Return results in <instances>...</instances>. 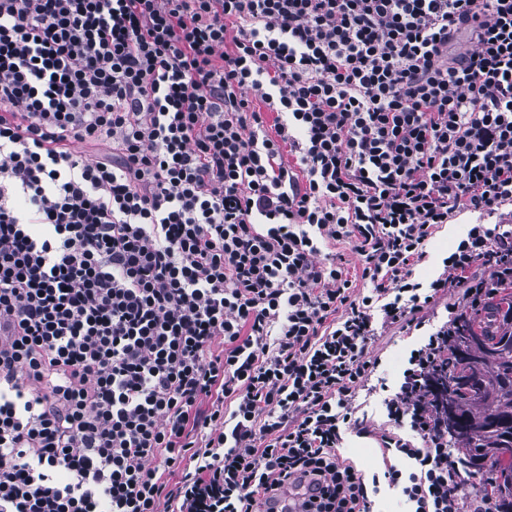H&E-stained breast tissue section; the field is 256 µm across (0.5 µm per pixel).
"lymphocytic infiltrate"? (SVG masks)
Wrapping results in <instances>:
<instances>
[{
    "label": "lymphocytic infiltrate",
    "instance_id": "1",
    "mask_svg": "<svg viewBox=\"0 0 512 512\" xmlns=\"http://www.w3.org/2000/svg\"><path fill=\"white\" fill-rule=\"evenodd\" d=\"M507 205L512 0H0V512H255L304 480L308 512H370L339 453L362 392L408 512H499L431 378L512 284V221L413 268ZM402 322L424 338L372 384ZM496 217L489 218L478 212L458 216L450 224H444L431 239L427 251L428 258L414 267L415 279L428 282L435 278L441 267V259L448 255L454 244L466 234L471 224H496ZM421 331L407 329L406 326L394 325L385 330L381 336H376L369 346L370 356L381 358L380 366L372 376V384L377 385L382 379L393 386L398 379L402 363L407 352L418 340Z\"/></svg>",
    "mask_w": 512,
    "mask_h": 512
}]
</instances>
